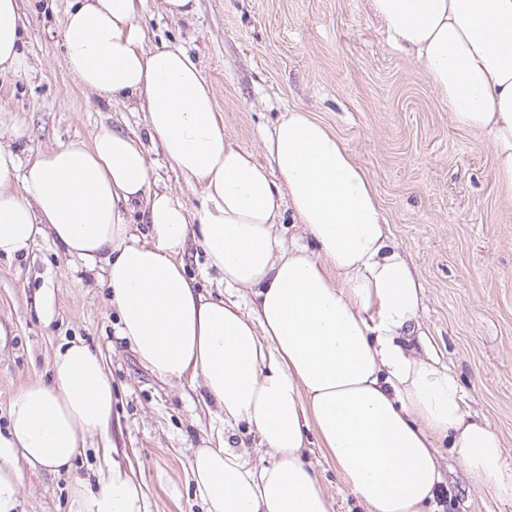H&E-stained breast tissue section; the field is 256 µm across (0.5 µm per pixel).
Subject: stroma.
I'll list each match as a JSON object with an SVG mask.
<instances>
[{
  "label": "stroma",
  "mask_w": 512,
  "mask_h": 512,
  "mask_svg": "<svg viewBox=\"0 0 512 512\" xmlns=\"http://www.w3.org/2000/svg\"><path fill=\"white\" fill-rule=\"evenodd\" d=\"M25 20L23 70L0 74V116L23 135L0 146L35 158L90 142L101 126L137 136L151 189L189 212L201 187L187 181L150 141L142 112L83 87L63 62L69 0H19ZM144 0L146 48H182L210 83L224 135L266 162L264 137L286 110L325 122L372 179L391 239L424 285L421 336L408 344L448 365L474 417L489 423L512 459V199L494 178L491 149L459 128L415 57L396 45L368 0H198L189 19ZM52 293L54 312L36 302ZM100 270L50 242L0 260V429L11 396L48 376L54 353L81 337L112 377L109 437L146 494L147 512H201L189 459L217 442L218 424L190 379L163 381L120 339ZM304 459L320 474L333 512H364L318 444ZM443 480L434 512H512V499L473 484L455 451L438 450ZM104 465L90 437L68 471L24 470L18 512H67L74 478L95 483Z\"/></svg>",
  "instance_id": "35a3bbf8"
}]
</instances>
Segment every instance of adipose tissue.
I'll use <instances>...</instances> for the list:
<instances>
[{
    "instance_id": "ef3b65f1",
    "label": "adipose tissue",
    "mask_w": 512,
    "mask_h": 512,
    "mask_svg": "<svg viewBox=\"0 0 512 512\" xmlns=\"http://www.w3.org/2000/svg\"><path fill=\"white\" fill-rule=\"evenodd\" d=\"M144 0H72L64 59L86 88L144 112L151 141L203 187L196 215L151 190L139 139L103 128L22 161L0 147V258L48 240L101 266L118 334L157 377L200 380L221 426L246 423L271 453L248 464L230 444L189 463L204 512H332L302 450L317 438L366 512H425L450 442L470 480L512 498L505 450L465 409L449 368L404 347L423 287L395 249L377 191L344 143L308 112H286L264 141L267 164L224 136L213 90L183 50L143 47ZM392 39L426 68L461 128L483 136L512 197V0H370ZM18 0H0V73L24 67ZM142 205L148 232L124 209ZM302 225L305 241L278 232ZM197 244L223 295H204L183 254ZM250 292L243 313L230 291ZM112 380L81 338L48 379L22 386L0 431V512H15L24 468L70 469L85 436L108 437ZM68 512H145L112 463L70 487Z\"/></svg>"
}]
</instances>
